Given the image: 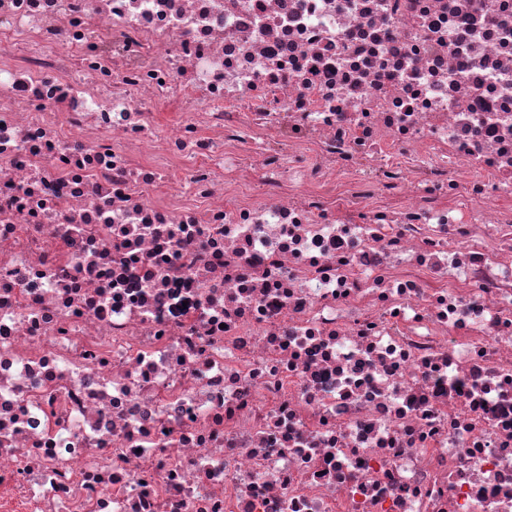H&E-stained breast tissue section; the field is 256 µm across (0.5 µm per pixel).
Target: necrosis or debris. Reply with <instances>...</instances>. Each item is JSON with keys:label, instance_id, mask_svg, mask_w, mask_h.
<instances>
[{"label": "necrosis or debris", "instance_id": "obj_1", "mask_svg": "<svg viewBox=\"0 0 512 512\" xmlns=\"http://www.w3.org/2000/svg\"><path fill=\"white\" fill-rule=\"evenodd\" d=\"M0 512H512V0H0Z\"/></svg>", "mask_w": 512, "mask_h": 512}]
</instances>
